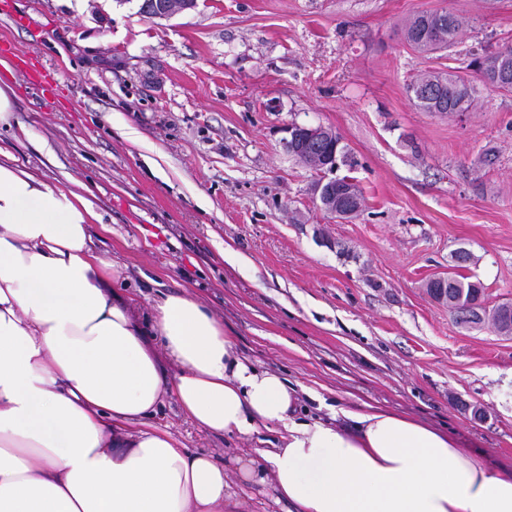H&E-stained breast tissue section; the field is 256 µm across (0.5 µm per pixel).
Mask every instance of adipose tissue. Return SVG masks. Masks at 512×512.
I'll return each mask as SVG.
<instances>
[{"label":"adipose tissue","instance_id":"adipose-tissue-1","mask_svg":"<svg viewBox=\"0 0 512 512\" xmlns=\"http://www.w3.org/2000/svg\"><path fill=\"white\" fill-rule=\"evenodd\" d=\"M101 221L0 155V512H229L223 465L143 428L170 396L213 433L281 426L261 457L293 512H512V472L445 431L371 405L339 408L341 426L303 414L192 295L156 299L141 324L112 289Z\"/></svg>","mask_w":512,"mask_h":512}]
</instances>
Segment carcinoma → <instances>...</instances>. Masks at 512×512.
I'll return each instance as SVG.
<instances>
[{"mask_svg":"<svg viewBox=\"0 0 512 512\" xmlns=\"http://www.w3.org/2000/svg\"><path fill=\"white\" fill-rule=\"evenodd\" d=\"M462 27V17L456 13L426 12L405 25L404 37L415 49L430 52L453 45ZM505 53L512 57V47L500 49L471 62L484 86L497 88L507 84L512 87V66L509 67V79L502 78V57ZM407 92L413 104L425 112H466L474 105L477 88L471 81L456 74L429 73L410 83ZM426 288L428 294L435 298L444 293L448 300L456 301L458 314L470 304L475 309L474 320L480 321L487 316L500 321L503 306L487 309L484 304V287L478 281H469L465 276L450 274L428 280Z\"/></svg>","mask_w":512,"mask_h":512,"instance_id":"obj_1","label":"carcinoma"}]
</instances>
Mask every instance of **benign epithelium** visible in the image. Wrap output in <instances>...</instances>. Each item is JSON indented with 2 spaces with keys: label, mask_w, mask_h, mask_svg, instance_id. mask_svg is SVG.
I'll list each match as a JSON object with an SVG mask.
<instances>
[{
  "label": "benign epithelium",
  "mask_w": 512,
  "mask_h": 512,
  "mask_svg": "<svg viewBox=\"0 0 512 512\" xmlns=\"http://www.w3.org/2000/svg\"><path fill=\"white\" fill-rule=\"evenodd\" d=\"M196 7L197 0H159L152 18L168 19ZM287 133L289 134V138L285 140L287 151L297 158H309L317 162H324V171L320 172L322 180L315 187L321 209L341 220L353 216L357 209L353 208L348 202L341 208L336 207V195L327 193L330 186L336 183L334 174H336L338 162L335 156L332 155L326 158L320 154L307 151L308 145L325 143L333 138V134L323 126L306 127L298 124L289 125Z\"/></svg>",
  "instance_id": "7a95c632"
}]
</instances>
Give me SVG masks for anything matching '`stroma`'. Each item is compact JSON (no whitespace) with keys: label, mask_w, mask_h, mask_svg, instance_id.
I'll use <instances>...</instances> for the list:
<instances>
[{"label":"stroma","mask_w":512,"mask_h":512,"mask_svg":"<svg viewBox=\"0 0 512 512\" xmlns=\"http://www.w3.org/2000/svg\"><path fill=\"white\" fill-rule=\"evenodd\" d=\"M469 18L446 50L402 37L414 15ZM136 0H0V148L20 168L84 183L149 312L193 294L250 364L289 380L312 416L364 404L448 431L512 469V336L457 324L425 285L457 249L485 305L512 304V90L465 114L425 112L406 86L468 74L512 45V0H199L147 19ZM332 128L364 199L343 221L287 152L288 125ZM244 256L238 267L226 250ZM146 427L223 463L238 512H288L240 465L279 439L198 428L168 399Z\"/></svg>","instance_id":"35a3bbf8"}]
</instances>
